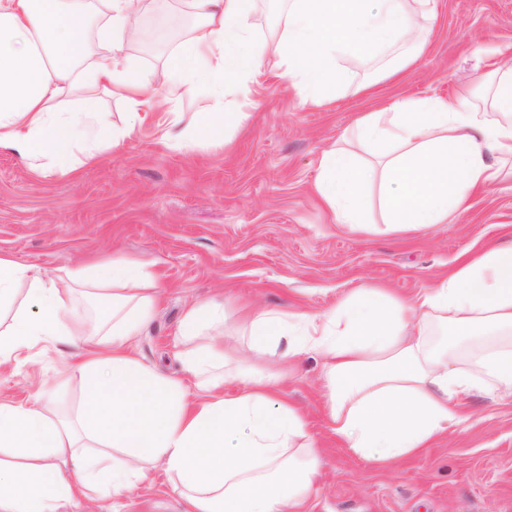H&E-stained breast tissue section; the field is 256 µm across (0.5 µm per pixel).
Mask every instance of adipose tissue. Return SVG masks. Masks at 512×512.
<instances>
[{
  "instance_id": "obj_1",
  "label": "adipose tissue",
  "mask_w": 512,
  "mask_h": 512,
  "mask_svg": "<svg viewBox=\"0 0 512 512\" xmlns=\"http://www.w3.org/2000/svg\"><path fill=\"white\" fill-rule=\"evenodd\" d=\"M191 19L160 70L142 74L130 44L152 40L149 0H0V150L46 176H71L158 116V140L188 153L247 121L240 104L267 61L303 103L336 91V62L376 55V81L411 68L429 43L436 0H284L276 35L258 40L257 0H180ZM208 87L185 116L178 92ZM125 104L122 123L104 96ZM348 145L322 157L314 190L337 223L369 231L453 223L512 161V66L487 65L455 101L397 98L360 113ZM0 363L40 343L73 345L79 404L58 411L0 397V512H70L161 465L187 512H307L321 453L304 414L266 366L316 353L329 431L355 455L392 466L469 420L474 394L512 397V243L462 259L412 299L368 282L316 313L254 310L229 326L220 301L191 305L179 327L195 387L138 358L158 277L101 260L50 274L0 252ZM451 329L458 346L439 339ZM234 332L235 343L223 342ZM241 390L223 393L225 378Z\"/></svg>"
}]
</instances>
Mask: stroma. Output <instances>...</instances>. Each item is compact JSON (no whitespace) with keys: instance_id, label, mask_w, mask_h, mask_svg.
I'll list each match as a JSON object with an SVG mask.
<instances>
[{"instance_id":"obj_1","label":"stroma","mask_w":512,"mask_h":512,"mask_svg":"<svg viewBox=\"0 0 512 512\" xmlns=\"http://www.w3.org/2000/svg\"><path fill=\"white\" fill-rule=\"evenodd\" d=\"M503 49L512 64V0H437L432 36L409 70L357 92L373 65L336 63V98L302 105L289 81L268 76L250 116L230 141L181 154L144 125L75 178L42 176L0 152V252L50 273L121 258L159 276L154 320L136 355L183 377L177 327L187 308L223 300L230 317L256 309L318 312L368 280L411 298L464 257L512 242V179L470 201L452 224L404 233L336 223L316 197L319 160L358 113L396 97L453 99L481 73L478 54ZM70 349L39 344L0 364V394L48 399L67 409L79 398ZM321 360L294 361L282 391L308 422L321 451L322 478L308 512H512V398H469L465 430L449 428L436 447L389 472L342 448L320 403ZM161 468L116 494L78 499L72 512H185Z\"/></svg>"}]
</instances>
